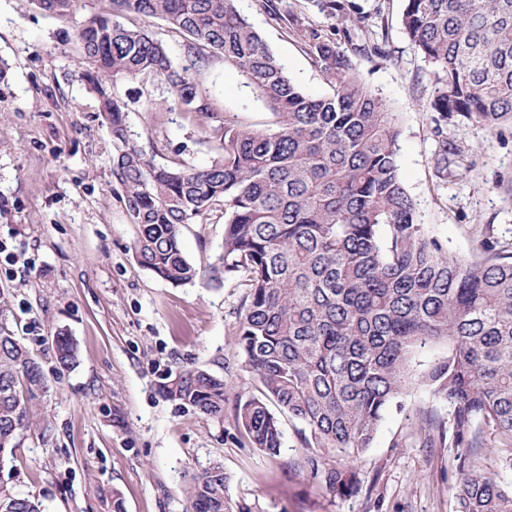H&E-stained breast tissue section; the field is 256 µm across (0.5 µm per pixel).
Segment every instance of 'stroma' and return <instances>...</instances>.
I'll list each match as a JSON object with an SVG mask.
<instances>
[{"mask_svg":"<svg viewBox=\"0 0 512 512\" xmlns=\"http://www.w3.org/2000/svg\"><path fill=\"white\" fill-rule=\"evenodd\" d=\"M380 8L390 60L357 58L367 84L400 114L399 172L418 218L449 253L479 246V227L512 238V128L449 126L463 163L452 177L435 168L439 139L427 106L431 67L401 26L404 0H361ZM237 7L310 96L328 92L300 37L280 28L256 0ZM110 0H75L56 16L33 0H0V330L41 364L48 391L40 408L47 430L26 432L0 482L39 502L41 512H190L191 477L221 463L227 494L251 512H455V451L425 447L426 419H447V404L421 392L385 416L372 448L350 459L359 489L330 497L306 474H294L304 450L295 425L283 421V445L270 456L250 445L234 420L238 399L259 383L236 349L245 294L239 280L175 286L142 268L132 246L137 225L120 203L112 177V135L84 75L76 33ZM213 119L194 112H153L168 96L164 79L120 89L139 146L157 162L196 167L220 156L212 129L229 121L273 128L274 115L222 59L196 64ZM224 214L185 225L186 259L206 268L222 250ZM71 337L75 365L59 368L54 338ZM183 367L206 370L225 384L217 422L166 398L161 385Z\"/></svg>","mask_w":512,"mask_h":512,"instance_id":"obj_1","label":"stroma"}]
</instances>
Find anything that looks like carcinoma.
I'll return each mask as SVG.
<instances>
[{
  "mask_svg": "<svg viewBox=\"0 0 512 512\" xmlns=\"http://www.w3.org/2000/svg\"><path fill=\"white\" fill-rule=\"evenodd\" d=\"M50 14L74 0H34ZM237 0H111L112 9L159 19L186 38L191 64L177 67L166 46L114 14H94L77 39L91 71L100 115L112 133V177L130 223L139 226L138 264L172 285L204 276L236 277L246 288L238 349L260 383L239 399L234 419L250 443L279 453L283 431L273 402L298 424L303 467L336 497L354 493L357 476L325 467L339 451L353 459L372 447L385 415L419 389L448 405L430 420L425 447L456 450V512H512V241L489 224L480 251L448 253L417 219L399 173L400 124L363 80L355 57L391 58L388 34L375 30L357 0H309L336 18V39L304 14L258 0L305 51L330 91L303 93L247 22ZM401 24L433 68L429 107L442 135L438 174L458 155L448 125L512 126V0H405ZM348 47H341V42ZM218 57L238 69L275 117L261 130L224 122L214 130L222 155L209 166L160 164L135 142L119 86L165 79L167 110L210 117L191 66ZM224 207V242L205 270L183 255L182 229ZM67 368L77 346L56 340ZM47 389L40 363L0 332V462L18 437L44 427L37 401ZM164 395L201 414L224 417V381L198 368L175 372ZM506 449L498 470L483 471L478 449ZM215 463L186 488L191 512H249L226 494ZM0 512H40L31 498L0 487Z\"/></svg>",
  "mask_w": 512,
  "mask_h": 512,
  "instance_id": "1",
  "label": "carcinoma"
}]
</instances>
